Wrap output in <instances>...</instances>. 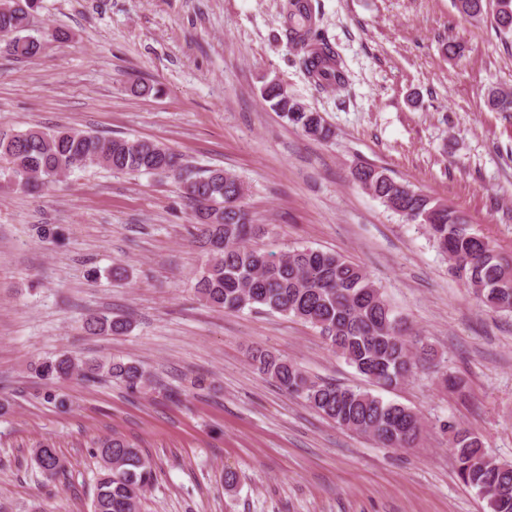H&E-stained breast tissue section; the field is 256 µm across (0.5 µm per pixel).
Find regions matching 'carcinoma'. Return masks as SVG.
I'll use <instances>...</instances> for the list:
<instances>
[{
  "mask_svg": "<svg viewBox=\"0 0 512 512\" xmlns=\"http://www.w3.org/2000/svg\"><path fill=\"white\" fill-rule=\"evenodd\" d=\"M40 0H0V51L30 59L42 44L27 34ZM456 13L474 22L491 17L504 37H512V0H452ZM286 37L298 64L321 90L341 89L347 75L332 44L314 30L312 0H285ZM261 97L296 129L326 140L331 129L323 117L290 96L276 79L264 82ZM486 104L494 112H512V89L490 87ZM0 158L20 189L37 192L73 169L97 165L121 174H147L173 180L191 204L207 259L195 274L194 291L211 307L280 313L317 329L332 350L370 384L392 390L414 373L421 351L413 349L411 328L366 270L345 256L311 247L275 254L251 244L264 230L243 206L246 188L220 168L202 169L165 145L148 140L109 137L91 131L32 127L0 133ZM353 179L406 221L423 224L448 257L449 270L490 310L512 314V258L471 228L462 210L397 180L386 170L361 166ZM130 321L106 311L89 314L85 328L96 335L121 336ZM257 370L286 394L302 400L321 417L371 437L384 448L410 447L422 422L410 408L371 391L342 387L310 377L296 363L270 351L251 354ZM35 376L50 385L60 379H107L137 397L153 385L152 374L135 361L82 359L61 354L35 363ZM99 459L91 512H142L156 473L142 449L120 436L95 442ZM457 475L487 501L489 512H512V464L489 456L481 439L454 430ZM32 459L54 478L64 463L54 446L41 443Z\"/></svg>",
  "mask_w": 512,
  "mask_h": 512,
  "instance_id": "1",
  "label": "carcinoma"
}]
</instances>
